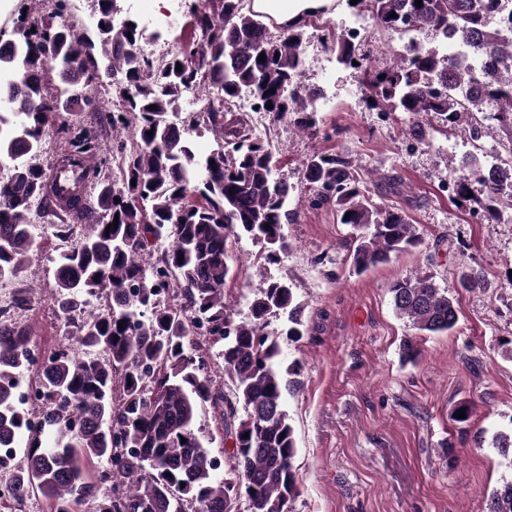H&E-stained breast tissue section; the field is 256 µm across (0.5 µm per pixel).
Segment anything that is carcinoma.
Here are the masks:
<instances>
[{"instance_id":"obj_1","label":"carcinoma","mask_w":512,"mask_h":512,"mask_svg":"<svg viewBox=\"0 0 512 512\" xmlns=\"http://www.w3.org/2000/svg\"><path fill=\"white\" fill-rule=\"evenodd\" d=\"M70 2L51 0L47 22L27 10L12 38L0 42V73L12 75L0 81V100L15 118L0 112V162L10 170L0 181V280L25 272L34 246L32 207L49 205L45 170L36 163L43 135L62 113L92 107L96 91L119 74L124 86L117 90L121 106L110 115L111 146L101 148L94 132L76 121L66 127V160L91 158L95 177L114 150L130 153V160L120 182L98 181L96 199L79 208L90 223L79 225L75 247L52 259L50 299L70 331L38 364L39 396L31 408L15 402L20 375L33 366L30 330L0 320V444L26 437L24 465L0 457V469L20 493H40L55 512H72L86 499L95 512H235L242 496L247 512H288L298 494V446L284 409L288 379L278 367L279 337L303 334L304 305L292 283L267 266L287 254L284 225L295 219L289 204L304 184L310 207L336 206L339 222L355 231L350 259L357 273L417 247L421 238L405 213L378 206L361 190L345 155L310 154L303 184L291 183L277 173L270 145L236 121L224 122L232 100L247 90L258 111L288 115L304 133L316 127L318 91L299 81L304 27L272 39L244 0H205L206 10L199 0H182L203 34L199 56L155 60L139 50L145 29L137 17L115 22L116 0H90L92 36L67 22ZM352 8L371 13L386 32L427 28L464 46L450 56L410 38L392 50L388 68L377 71L337 35L331 51L345 66L359 62L369 109L443 115L451 127L465 125L472 140L490 122L512 138V37L489 28L503 9L500 0H422L419 6L359 0ZM478 69L481 86L461 94ZM48 72L58 80L52 93L44 87ZM205 83L213 97L191 129L211 134L217 149L201 162L170 116L180 110L184 90ZM511 166L503 159L486 175L470 159L454 184L456 196L500 218L504 200L512 206ZM475 182L480 190L471 196ZM115 220L117 228L107 229ZM231 235L261 244L262 286L242 318L224 302ZM153 239L164 240L156 264L147 260ZM162 291L179 302L160 304ZM390 293L397 315L419 332H448L458 322L448 290L429 276L397 280ZM42 295L32 279L15 305ZM99 298L107 302L101 310ZM81 311L86 317L76 324L73 316ZM273 319L281 321L276 332L268 330ZM203 323L211 344H221L216 357L245 412L239 421L233 411L224 420L233 465L222 477L196 428L201 412L224 406V389L197 355L202 346L195 329ZM94 459L107 467L92 481L86 463ZM486 512H512V479L489 493Z\"/></svg>"}]
</instances>
